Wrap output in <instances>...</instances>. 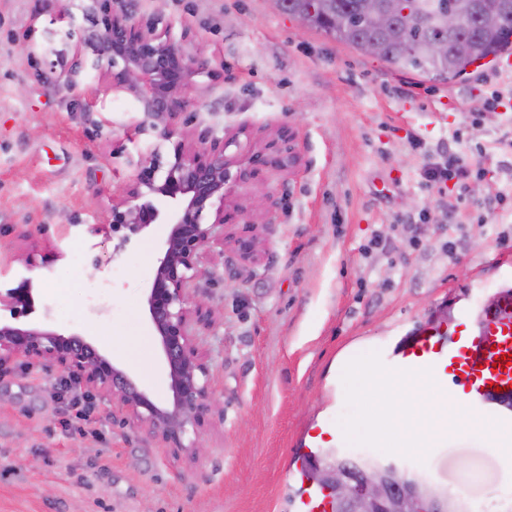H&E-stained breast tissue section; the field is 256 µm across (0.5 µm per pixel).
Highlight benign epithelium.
<instances>
[{"label":"benign epithelium","mask_w":512,"mask_h":512,"mask_svg":"<svg viewBox=\"0 0 512 512\" xmlns=\"http://www.w3.org/2000/svg\"><path fill=\"white\" fill-rule=\"evenodd\" d=\"M129 0H89L80 50L83 66L102 71L114 91L136 97L140 117L134 126L137 137L172 139L191 103L193 77L210 73L211 59L184 47L158 30L160 18H136ZM385 18L409 13L405 0H368ZM509 4L498 0L470 3L480 11L481 23L498 26ZM194 148L179 140L174 162L161 182L156 173L163 168L157 150L147 156L128 157L138 171L126 197L114 204L104 224H87L84 232L94 238L104 234L117 240L113 253L126 249L132 236L158 221L171 225L146 294L149 318L159 337L168 369L172 400L155 404L117 365L79 334L63 335L55 330L25 323L0 322V357L21 355L49 369H61L78 383L112 397L123 422L145 430L167 447L196 458L201 454L199 428L215 405L209 372L202 362L196 336L211 325L212 309L200 298L190 303V290L201 274L206 251L224 245L228 226L224 213L226 185L231 180V161L225 155L230 143L199 135ZM270 153L256 154L253 164L277 167L292 154L288 131L269 145ZM172 205L162 212L150 203L136 204L145 194ZM213 211V222H203L204 212ZM240 257L258 261L255 238L234 239ZM32 280L22 279L0 293V307L22 314L31 305ZM315 480L331 494L334 512H453L448 499L432 493L420 479L400 474V469L371 468L340 463L318 467Z\"/></svg>","instance_id":"7a95c632"}]
</instances>
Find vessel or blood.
<instances>
[{
  "mask_svg": "<svg viewBox=\"0 0 512 512\" xmlns=\"http://www.w3.org/2000/svg\"><path fill=\"white\" fill-rule=\"evenodd\" d=\"M379 353L392 369H431L472 418H496L512 430V285L491 305L460 308L448 327L420 330L402 349Z\"/></svg>",
  "mask_w": 512,
  "mask_h": 512,
  "instance_id": "obj_1",
  "label": "vessel or blood"
}]
</instances>
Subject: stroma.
I'll return each mask as SVG.
<instances>
[{
    "instance_id": "35a3bbf8",
    "label": "stroma",
    "mask_w": 512,
    "mask_h": 512,
    "mask_svg": "<svg viewBox=\"0 0 512 512\" xmlns=\"http://www.w3.org/2000/svg\"><path fill=\"white\" fill-rule=\"evenodd\" d=\"M84 0H0V289L33 282L24 320L79 334L150 399H170L145 290L168 226L113 242L88 238L136 177L127 154L172 142L133 135L134 98L69 71L87 26ZM157 15L186 51L204 46L211 74L180 132L232 139L228 211L279 202L256 235L260 260L233 246L206 253L201 292L214 311L197 347L223 411L201 429L195 459L120 421L110 398L84 397L67 374L23 357L0 361V512H297L305 463L330 452L370 458L512 512V472L469 438L425 461L346 441H316L347 414L338 371L366 344L396 347L458 305L480 308L512 283V144L507 110L480 99L512 94V74L469 67L452 82L391 71L275 10L270 0H131ZM61 13L71 22H58ZM294 164L255 169L281 131ZM456 154L469 175L440 189L426 170ZM31 256L25 270L20 258ZM98 264H91V257Z\"/></svg>"
}]
</instances>
